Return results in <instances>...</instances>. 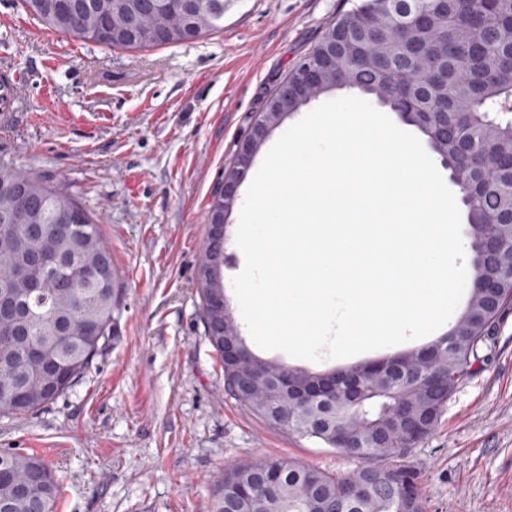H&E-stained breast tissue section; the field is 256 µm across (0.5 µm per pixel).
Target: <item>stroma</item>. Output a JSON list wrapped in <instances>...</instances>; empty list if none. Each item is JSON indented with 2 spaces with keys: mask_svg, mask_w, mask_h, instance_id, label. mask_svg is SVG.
<instances>
[{
  "mask_svg": "<svg viewBox=\"0 0 512 512\" xmlns=\"http://www.w3.org/2000/svg\"><path fill=\"white\" fill-rule=\"evenodd\" d=\"M345 0H239L224 29L146 50L52 30L0 0V70L24 76L0 160L66 188L97 220L120 289L111 340L0 449L56 471L54 512H213L226 465L261 457L333 471L354 460L270 430L224 392L197 286L215 186L270 94ZM409 462L425 512H512V310L489 358Z\"/></svg>",
  "mask_w": 512,
  "mask_h": 512,
  "instance_id": "obj_1",
  "label": "stroma"
}]
</instances>
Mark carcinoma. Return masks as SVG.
Segmentation results:
<instances>
[{"mask_svg":"<svg viewBox=\"0 0 512 512\" xmlns=\"http://www.w3.org/2000/svg\"><path fill=\"white\" fill-rule=\"evenodd\" d=\"M38 19L53 30L78 36L90 35L98 26L102 9L94 0H73L69 19L57 21L40 5L26 0ZM370 54L346 53L327 82L313 90L314 99L337 89L340 81L365 85L359 93L376 100L391 93L416 99L427 112H494L512 94V0H460L448 13V27L431 36L399 31L396 38L411 52H420V77L416 84L387 90L379 73L389 61L386 37L395 19L359 0L352 9L336 16L333 25H359L368 19ZM135 26L123 43L127 48H148L184 40L181 21L159 3L134 17ZM193 36L224 29V0L196 14ZM478 142L490 141L512 152V118L490 126L476 125ZM24 187L32 205L41 210L48 231L61 239L90 237L95 246L105 245L98 224L81 203L61 188L0 162V219L12 220L16 210L15 188ZM512 202V192L499 186L475 195L467 220L485 222L489 213ZM17 232L0 229V280L13 274L12 243ZM502 287L489 297L470 295L448 332L415 349L369 360L346 368L316 372L257 357L242 336L232 315L224 320V332L250 357L243 362H224V391L243 410L266 427L292 437L315 439L357 461L346 472L330 473L292 459L256 458L225 469L224 482L214 490L215 512H423L421 473L406 461L408 449L436 429L448 400L457 387L473 376L485 361L496 323L512 304V270H499ZM101 309V292L89 275L72 279L60 274L40 297L22 301L24 320L21 339L31 346L52 344L68 377L58 388H45L26 403L10 400L16 385L32 388L37 383L33 364L20 356L0 362V414L34 412L70 389L88 369L110 339L119 296ZM71 309L68 334H48L49 321ZM94 317L100 336L94 344L83 337L87 320ZM285 377L302 383L336 379V397L323 405H301L288 400L278 386ZM248 388L241 389L238 382ZM11 478L0 480V512H53L58 479L51 466L37 454L0 450V469Z\"/></svg>","mask_w":512,"mask_h":512,"instance_id":"cac0c4a2","label":"carcinoma"}]
</instances>
